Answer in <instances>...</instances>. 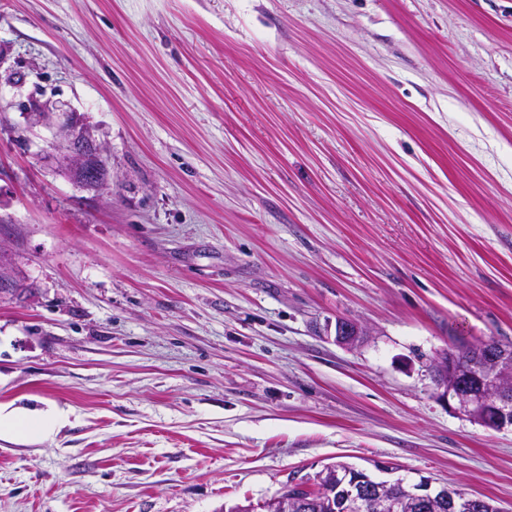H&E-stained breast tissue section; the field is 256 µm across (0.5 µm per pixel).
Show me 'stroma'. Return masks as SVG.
I'll use <instances>...</instances> for the list:
<instances>
[{
	"label": "stroma",
	"mask_w": 512,
	"mask_h": 512,
	"mask_svg": "<svg viewBox=\"0 0 512 512\" xmlns=\"http://www.w3.org/2000/svg\"><path fill=\"white\" fill-rule=\"evenodd\" d=\"M0 116V404L73 410L0 439V512H224L336 461L512 512V431L430 372L512 343V0H0ZM60 144L65 150L63 160L67 163L73 179L87 189L100 191L108 181L103 148L91 132L77 119H67L58 124ZM367 336L366 328L359 322L338 319L335 325V340L345 346H357Z\"/></svg>",
	"instance_id": "obj_1"
}]
</instances>
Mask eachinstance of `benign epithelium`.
I'll return each instance as SVG.
<instances>
[{"label": "benign epithelium", "instance_id": "1", "mask_svg": "<svg viewBox=\"0 0 512 512\" xmlns=\"http://www.w3.org/2000/svg\"><path fill=\"white\" fill-rule=\"evenodd\" d=\"M63 160L73 179L87 189L100 191L108 181L103 148L91 132L71 118L58 125ZM367 336L366 328L352 320H336L335 340L356 346ZM472 360L459 359L448 351L438 357L432 373L441 393L455 413L487 427H512V350L485 344L472 347ZM317 484L328 490H340L348 512H401L402 497L395 493L399 479L376 480L367 471L348 463L325 466L315 475ZM407 496L417 504L439 510L451 502L453 512H469L473 498L462 494L448 498V488H432V481L421 479L407 485ZM266 512H299L303 504L281 495L263 503Z\"/></svg>", "mask_w": 512, "mask_h": 512}]
</instances>
